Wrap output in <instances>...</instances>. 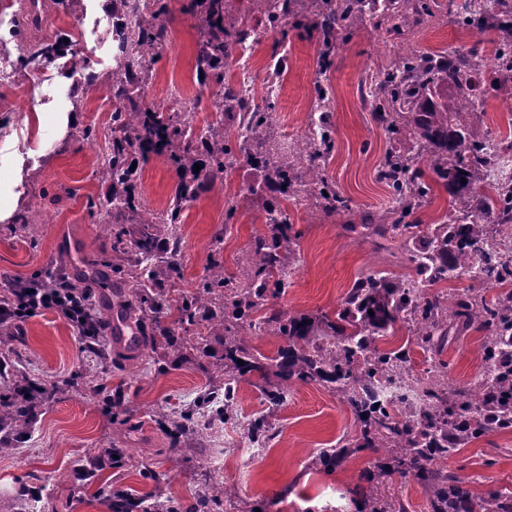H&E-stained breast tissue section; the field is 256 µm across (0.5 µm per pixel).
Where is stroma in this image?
<instances>
[{"label": "stroma", "mask_w": 512, "mask_h": 512, "mask_svg": "<svg viewBox=\"0 0 512 512\" xmlns=\"http://www.w3.org/2000/svg\"><path fill=\"white\" fill-rule=\"evenodd\" d=\"M188 0H168L169 48L155 65L144 91L147 103L165 102L171 90L186 99L203 95L194 69L197 21L186 12ZM112 24L100 0H81L75 14L50 9L41 28L22 27L18 41L9 43L18 56L44 36L69 33L90 50L100 74L113 67ZM482 34L435 18L413 30L407 39L385 28L367 25L347 33L331 67L320 72L312 39L293 26L268 35L250 55L249 73L263 88L271 56L285 57L288 68L272 98V131L282 146L304 138L312 109L313 85L327 75L332 89L330 121L336 130L329 179L349 201L348 211L331 216L309 202L295 204L267 191L242 203L226 218L229 198L246 194L262 174L240 161L223 187L202 193L184 210L183 242L175 263L180 270L177 291L194 289L207 265L217 261L226 274H238L243 255L255 237L266 235V204L286 211L288 236L298 263L287 288L269 301L285 313L335 315L354 281L385 271L405 278L414 269L395 241H376L353 231L365 212H378L390 203V192L377 182L375 169L386 149L412 145L408 135H386L372 116L367 89L378 70L401 53L405 45L431 50L472 47ZM74 77L10 74L0 78V275L20 281L47 264L76 256L73 242H99L101 215L90 213L86 200L98 196L93 172L109 146L111 109L105 91L74 97ZM34 108H27L26 98ZM95 125L92 149L77 151L68 131ZM474 133L498 138L512 132V102L488 94L482 110L471 118ZM139 192L147 208L164 211L177 184L174 171L160 157L139 161ZM69 188L59 203L42 202L32 236L14 232L11 220L31 195ZM173 335L155 337L138 361L115 362L104 354L81 348L76 331L56 314L32 318L23 339L0 343L14 379L45 383L50 394L37 409V419L21 439L0 449V512H112V495L123 491L154 502L156 496L187 508L198 497L220 492L224 512H249L264 501L266 512H362L365 502L383 505L402 501L406 512H432L427 492L413 476L379 475L376 463L386 449L368 448L334 470L316 461L319 449L335 447L352 437L356 417L326 385L270 375L284 387L283 403H270L249 382L238 386L233 413L203 431L200 438L170 451L164 430L156 423L157 409L177 413L209 386L205 364L224 362L216 342L187 344L192 326H178ZM483 334L449 335L432 363L445 366L449 383L471 380L480 366ZM106 387L123 393L124 409L105 406L96 393ZM266 416L275 440L257 449L242 432L245 419ZM113 448L117 458L86 488L73 484L70 472L89 457ZM443 472L469 481L472 494L512 498V431L486 435L442 459ZM163 475L155 483V475ZM35 487L30 500L25 489Z\"/></svg>", "instance_id": "stroma-1"}]
</instances>
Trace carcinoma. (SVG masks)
Instances as JSON below:
<instances>
[{
  "instance_id": "1",
  "label": "carcinoma",
  "mask_w": 512,
  "mask_h": 512,
  "mask_svg": "<svg viewBox=\"0 0 512 512\" xmlns=\"http://www.w3.org/2000/svg\"><path fill=\"white\" fill-rule=\"evenodd\" d=\"M252 2V11L261 16L260 26L266 31L281 30L290 19L307 30L315 38L322 70L329 67L343 34L374 19L379 11L378 0ZM231 3L189 0L187 11L197 17L200 34L195 70L200 84L220 87L211 100L212 108L224 114L232 129L249 122L252 134L232 138L224 129L209 125L202 152L188 144L191 121L186 113L145 107L139 96L160 56L153 46L169 41L164 23L168 0H152L138 24L124 31L116 50L119 55L138 56L131 69L101 77L90 56L75 49L74 42H64L70 38L64 32L18 57L17 71L23 74L42 61L66 54L88 72V82L78 87L79 93L104 85L115 101L109 117V150L95 171L104 193L96 200L89 199L92 208L106 201L113 203L114 226L104 233L111 240L110 252H87L69 280L79 287L94 285L107 294V300L113 301V314L107 318L113 319L115 329L135 332L125 339L130 351L144 346L142 323L165 311L175 312L177 324L205 327L207 335L224 345L221 369L226 409L242 380L260 387L269 402L283 401L284 391L269 385V363L241 345V336L252 325H274L285 337V345L275 357L280 372L288 378L331 386L350 403L359 423L354 438L319 456L322 465L333 467L366 448H386L401 474H412L430 489L432 512H512V503L495 497L471 498L465 479L433 467L436 460L487 433L512 431V267L492 263L486 253L491 234L498 233L503 224L512 225V187L505 191L486 182L492 157L484 152L482 139L473 134L467 119L484 103L479 85L486 60L499 59V48L512 43V0H488L481 12L467 5L460 8L456 0H444L442 8L450 22L489 35V49L428 51L410 47L374 77L371 95L376 122L389 133L409 131L419 145L414 152L384 154L377 178L390 189L393 206L381 216H365L361 227L376 238L397 236L416 279L375 275L356 281L334 322L326 315L264 313L271 289L288 285L286 276L292 267L288 214L281 209L267 211L273 234L254 240L238 275L225 276L224 267L215 263L207 268L196 289L174 301L169 297L173 259L182 245V212L187 202L230 173L232 167L225 162L230 154L264 169L268 183L285 198L310 197L316 207L331 214L348 209V200L329 183L323 169L306 164L312 157L325 160L333 151L329 112L319 117L322 133L318 138L300 141L288 152H281L268 138V110L245 103L227 77L230 46L247 35L259 42L256 27L248 24L249 15L235 12ZM42 13V0H25L23 18L28 22L39 26ZM431 16L425 0H403L384 20L402 38ZM495 73L497 95L512 99V63L496 65ZM150 155L163 158L178 176L172 201L162 213L146 212L137 194L139 172L130 169L136 157ZM196 164L202 169L193 170ZM423 165L449 197L467 196L466 210L457 217L424 229L406 221L429 199ZM275 211L277 218L272 216ZM470 257L481 264L484 283L502 287L494 297L488 299L469 288L451 297L447 305L442 294L410 287L414 282L424 288L451 279L456 264ZM450 320L464 331H492L481 351L482 365L491 375L480 373L463 386L447 385L430 376L423 382L419 399H414L409 382L405 395L395 397L388 407L378 406L386 386L384 375L391 370L407 373L411 362L407 347L379 349L386 333L399 321L408 323L414 345L432 353L448 335ZM31 419L32 414L19 404L0 398V423L8 422L23 431ZM194 430L193 414L181 415L180 420L171 422L169 445L180 444L181 437ZM244 432L258 446L270 439L262 418L248 421Z\"/></svg>"
}]
</instances>
